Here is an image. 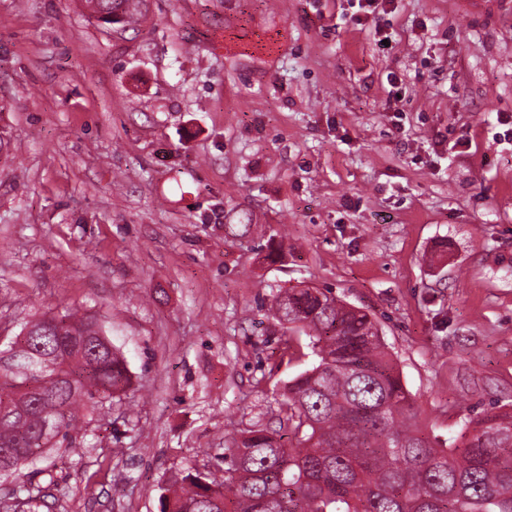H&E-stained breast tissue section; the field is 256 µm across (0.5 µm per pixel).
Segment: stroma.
Here are the masks:
<instances>
[{"mask_svg": "<svg viewBox=\"0 0 512 512\" xmlns=\"http://www.w3.org/2000/svg\"><path fill=\"white\" fill-rule=\"evenodd\" d=\"M305 286L375 318L438 447L512 404V0H0V336L92 315L132 376L39 512H159L278 430ZM93 3V13L97 14L99 11L113 13L116 9H121L123 19H131L138 13L139 0H90Z\"/></svg>", "mask_w": 512, "mask_h": 512, "instance_id": "1", "label": "stroma"}]
</instances>
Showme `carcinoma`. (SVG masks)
Masks as SVG:
<instances>
[{"label":"carcinoma","instance_id":"cac0c4a2","mask_svg":"<svg viewBox=\"0 0 512 512\" xmlns=\"http://www.w3.org/2000/svg\"><path fill=\"white\" fill-rule=\"evenodd\" d=\"M93 13H138L139 0H90ZM269 312L309 336L317 361L288 381L285 419L293 448L265 428L248 431L222 456L224 481L196 466L171 470L158 487L160 512H512V414L493 405L465 420L461 446L437 448L416 423L410 397L365 312L329 288L284 290ZM36 337L8 351L0 368V470L20 476L33 449L75 451L96 415L130 383L126 360L109 349L91 316L66 310L21 326ZM56 440H42L45 420ZM8 508L40 499L25 482Z\"/></svg>","mask_w":512,"mask_h":512}]
</instances>
